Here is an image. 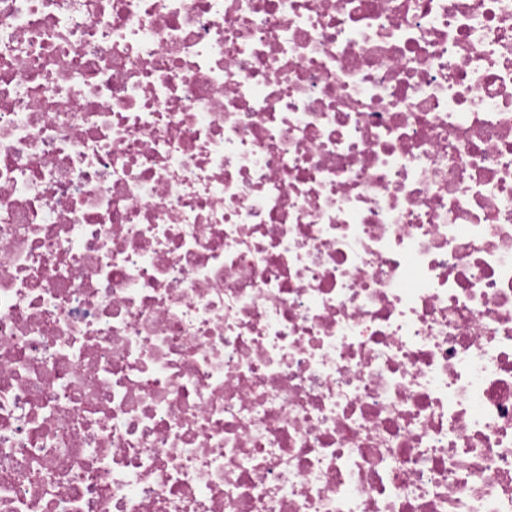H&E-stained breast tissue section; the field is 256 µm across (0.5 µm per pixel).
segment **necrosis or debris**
I'll return each mask as SVG.
<instances>
[{
    "mask_svg": "<svg viewBox=\"0 0 512 512\" xmlns=\"http://www.w3.org/2000/svg\"><path fill=\"white\" fill-rule=\"evenodd\" d=\"M0 512H512V0H0Z\"/></svg>",
    "mask_w": 512,
    "mask_h": 512,
    "instance_id": "obj_1",
    "label": "necrosis or debris"
}]
</instances>
